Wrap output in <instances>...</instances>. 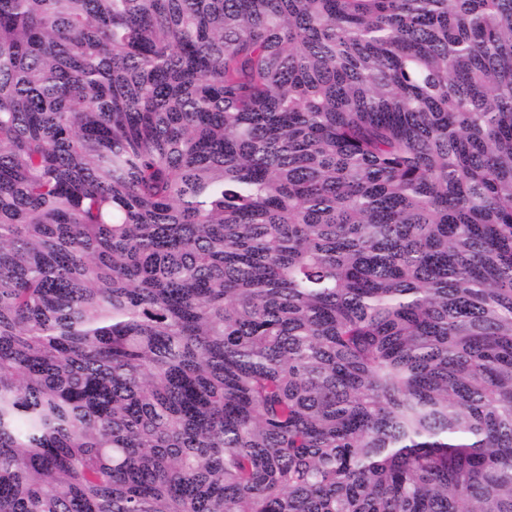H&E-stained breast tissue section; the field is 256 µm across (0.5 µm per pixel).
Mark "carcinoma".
<instances>
[{
  "label": "carcinoma",
  "mask_w": 512,
  "mask_h": 512,
  "mask_svg": "<svg viewBox=\"0 0 512 512\" xmlns=\"http://www.w3.org/2000/svg\"><path fill=\"white\" fill-rule=\"evenodd\" d=\"M0 512H512V0H0Z\"/></svg>",
  "instance_id": "1"
}]
</instances>
